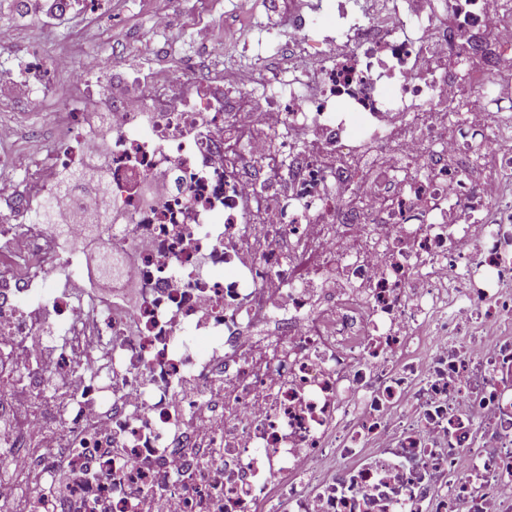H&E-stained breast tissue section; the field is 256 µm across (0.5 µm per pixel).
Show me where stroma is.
Segmentation results:
<instances>
[{"label":"stroma","mask_w":512,"mask_h":512,"mask_svg":"<svg viewBox=\"0 0 512 512\" xmlns=\"http://www.w3.org/2000/svg\"><path fill=\"white\" fill-rule=\"evenodd\" d=\"M106 0L91 14L78 8L66 17L44 22L18 13L11 0H0V20L15 21L12 46L0 50V124L12 125L15 134L7 150L12 156L14 178H22L30 161L52 150L64 136L54 121L60 107L58 86L70 85L73 111L98 107L112 92L111 85L91 89L70 84L66 73L49 75L47 87L26 89V65L58 55L75 62L97 56L116 63L126 82L144 74L168 71L194 72L198 77L226 75L239 58L249 62L266 59L271 68H282L290 55L302 51L291 20L309 14L314 0ZM278 7L283 13L279 29H270L265 12Z\"/></svg>","instance_id":"1"}]
</instances>
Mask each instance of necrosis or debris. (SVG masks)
I'll list each match as a JSON object with an SVG mask.
<instances>
[{
    "mask_svg": "<svg viewBox=\"0 0 512 512\" xmlns=\"http://www.w3.org/2000/svg\"><path fill=\"white\" fill-rule=\"evenodd\" d=\"M319 0L306 97L140 77L0 219V512H512V0ZM108 152L131 305L42 225ZM161 177L163 201L142 203ZM42 334V344H31Z\"/></svg>",
    "mask_w": 512,
    "mask_h": 512,
    "instance_id": "necrosis-or-debris-1",
    "label": "necrosis or debris"
}]
</instances>
